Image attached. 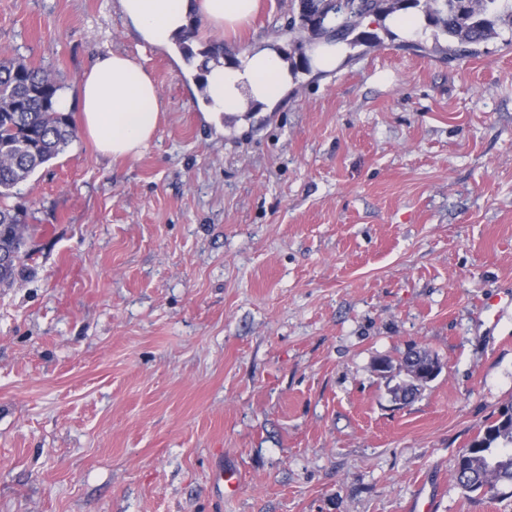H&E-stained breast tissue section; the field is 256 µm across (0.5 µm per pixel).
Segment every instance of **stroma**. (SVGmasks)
Segmentation results:
<instances>
[{
    "label": "stroma",
    "instance_id": "35a3bbf8",
    "mask_svg": "<svg viewBox=\"0 0 512 512\" xmlns=\"http://www.w3.org/2000/svg\"><path fill=\"white\" fill-rule=\"evenodd\" d=\"M288 5L195 27L291 53ZM424 41L219 133L118 0H0V56L69 94L122 52L161 98L140 156L81 134L8 200L31 239L0 288V512H512L454 479L512 402V29L456 61ZM412 346L441 372L400 405L375 365Z\"/></svg>",
    "mask_w": 512,
    "mask_h": 512
}]
</instances>
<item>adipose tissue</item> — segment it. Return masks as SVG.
<instances>
[{
  "instance_id": "obj_1",
  "label": "adipose tissue",
  "mask_w": 512,
  "mask_h": 512,
  "mask_svg": "<svg viewBox=\"0 0 512 512\" xmlns=\"http://www.w3.org/2000/svg\"><path fill=\"white\" fill-rule=\"evenodd\" d=\"M120 8L143 41L173 50L194 15H203L214 29L234 32L250 24L258 0H120ZM192 64L206 68L204 117L217 125L227 115H242L259 105L274 107L292 79L283 54L263 45L222 64L200 55ZM76 92L73 99L58 97L56 107L62 112L78 107L81 129L100 154L115 160L141 154L160 115L158 87L143 66L123 53H105Z\"/></svg>"
}]
</instances>
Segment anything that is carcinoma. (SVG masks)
I'll return each mask as SVG.
<instances>
[{
    "instance_id": "carcinoma-1",
    "label": "carcinoma",
    "mask_w": 512,
    "mask_h": 512,
    "mask_svg": "<svg viewBox=\"0 0 512 512\" xmlns=\"http://www.w3.org/2000/svg\"><path fill=\"white\" fill-rule=\"evenodd\" d=\"M297 18L288 22V31L298 33V44L313 43L305 37L308 26L320 15L336 10V16L323 19L327 42L350 48L380 42L378 34L360 30L370 17L379 23L400 10L412 9L433 29L434 47L445 40L448 58L475 56L488 40L499 35L501 23L512 24V0H296ZM61 84L57 74L34 67L20 58H0V251L12 255L8 264H0V287L12 285L21 274L26 255L28 225L20 210L8 206L12 189L27 180L38 168L65 151L76 137L70 114L59 112L55 100ZM512 418V402L498 410L496 417L477 433L486 448L477 451L480 466L467 469L462 452L456 463V484L465 495H487V473L512 484V430H500L502 417Z\"/></svg>"
}]
</instances>
